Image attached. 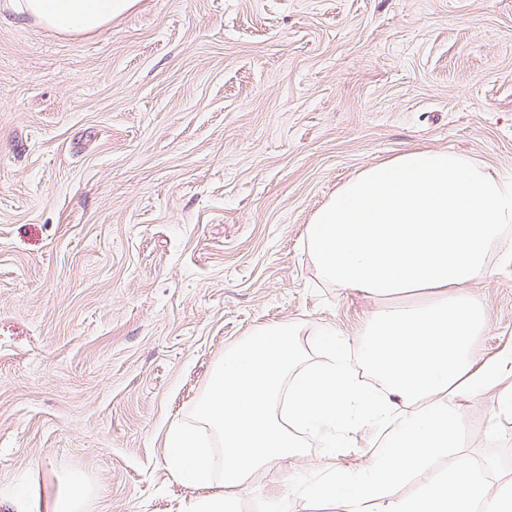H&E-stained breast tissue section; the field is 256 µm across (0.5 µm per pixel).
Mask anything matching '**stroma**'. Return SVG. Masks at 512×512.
Returning <instances> with one entry per match:
<instances>
[{"label":"stroma","instance_id":"35a3bbf8","mask_svg":"<svg viewBox=\"0 0 512 512\" xmlns=\"http://www.w3.org/2000/svg\"><path fill=\"white\" fill-rule=\"evenodd\" d=\"M456 150L512 174V0H138L64 37L0 0V490L93 485L91 512H186L167 429L258 325L353 333L381 301L323 288L313 213L363 168ZM476 359L512 345V260L476 284ZM458 447L391 486L416 495L468 456L512 480V415L466 400ZM335 470L306 443L240 512H347L307 491Z\"/></svg>","mask_w":512,"mask_h":512}]
</instances>
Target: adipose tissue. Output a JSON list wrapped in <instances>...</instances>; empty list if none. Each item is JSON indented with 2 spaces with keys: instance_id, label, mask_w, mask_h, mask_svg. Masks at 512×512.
Returning a JSON list of instances; mask_svg holds the SVG:
<instances>
[{
  "instance_id": "ef3b65f1",
  "label": "adipose tissue",
  "mask_w": 512,
  "mask_h": 512,
  "mask_svg": "<svg viewBox=\"0 0 512 512\" xmlns=\"http://www.w3.org/2000/svg\"><path fill=\"white\" fill-rule=\"evenodd\" d=\"M137 0H12V9L63 35L94 33ZM512 175L454 150L407 151L358 172L313 215L305 247L321 283L362 290L385 305L357 330L361 361L380 381L356 379L348 338L320 328L330 350L310 368L302 325L267 323L231 347L195 403L194 421L171 428L173 475L206 487L188 512H239L242 488L302 452L301 434L333 448L353 427L386 429L383 449L348 471L349 512H512V485L475 484L467 458L424 483L419 496L387 500L385 485L455 447L466 419L458 398L498 388L512 412V347L472 357L486 327L472 283L499 272L511 252ZM90 482L71 474L47 495L23 491L13 512H87Z\"/></svg>"
}]
</instances>
